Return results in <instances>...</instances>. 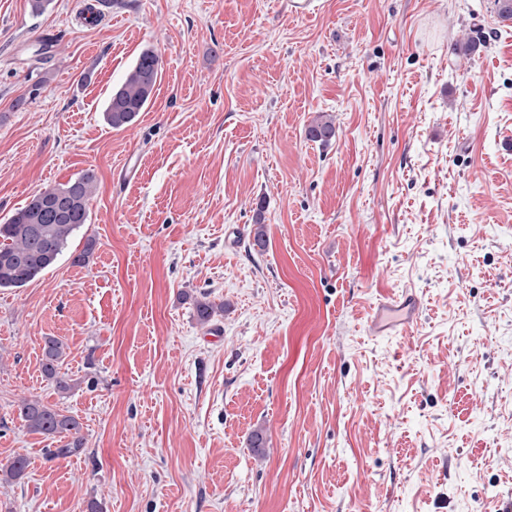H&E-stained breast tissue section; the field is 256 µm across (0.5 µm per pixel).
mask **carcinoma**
I'll list each match as a JSON object with an SVG mask.
<instances>
[{
    "mask_svg": "<svg viewBox=\"0 0 512 512\" xmlns=\"http://www.w3.org/2000/svg\"><path fill=\"white\" fill-rule=\"evenodd\" d=\"M160 71L156 50L146 47L134 60L123 79L112 88L103 110L105 123L115 130L136 122L151 101ZM333 120L319 117L307 129L314 142L327 143L335 137ZM97 189L94 170L86 169L65 184L45 187L30 201L0 224V289L22 288L55 266L70 239L88 223L89 204ZM224 312V303L198 300L195 313L200 324L210 323ZM68 346L54 336L44 340L42 371L60 392L70 384L60 369L67 357ZM19 417L27 429L46 437L71 434L79 424L56 406L39 399H25L18 406ZM27 468L23 457H16L0 468V473L13 479Z\"/></svg>",
    "mask_w": 512,
    "mask_h": 512,
    "instance_id": "obj_1",
    "label": "carcinoma"
}]
</instances>
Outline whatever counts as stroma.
I'll list each match as a JSON object with an SVG mask.
<instances>
[{
	"instance_id": "stroma-1",
	"label": "stroma",
	"mask_w": 512,
	"mask_h": 512,
	"mask_svg": "<svg viewBox=\"0 0 512 512\" xmlns=\"http://www.w3.org/2000/svg\"><path fill=\"white\" fill-rule=\"evenodd\" d=\"M88 2L0 0V223L98 179L57 264L0 290V465L28 461L0 512H512V21L494 0ZM146 46L155 95L112 129ZM407 289L417 326L370 334ZM35 398L80 448L28 431ZM159 71L156 50L152 47L141 50L105 103L103 118L108 126L121 130L136 122L153 97ZM68 346L54 336L45 337L43 345L42 371L46 378L53 380L59 392L68 391L71 386L60 374V369L67 357ZM18 411L20 419L30 432L45 437L77 434L79 429V424L73 416L66 415L55 405L45 404L39 399L23 400L18 406Z\"/></svg>"
}]
</instances>
